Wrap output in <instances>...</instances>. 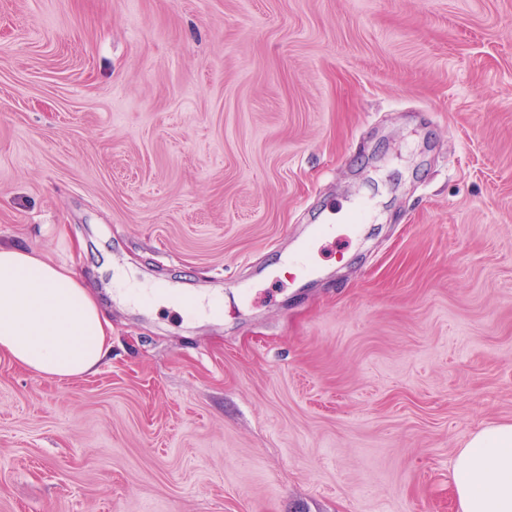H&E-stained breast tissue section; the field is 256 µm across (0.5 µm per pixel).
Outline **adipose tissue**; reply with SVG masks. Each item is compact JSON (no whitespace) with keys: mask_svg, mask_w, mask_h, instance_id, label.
Instances as JSON below:
<instances>
[{"mask_svg":"<svg viewBox=\"0 0 512 512\" xmlns=\"http://www.w3.org/2000/svg\"><path fill=\"white\" fill-rule=\"evenodd\" d=\"M112 326L77 273L41 252L0 243V354L40 376L94 375ZM458 512H512V423L474 432L453 466Z\"/></svg>","mask_w":512,"mask_h":512,"instance_id":"1","label":"adipose tissue"}]
</instances>
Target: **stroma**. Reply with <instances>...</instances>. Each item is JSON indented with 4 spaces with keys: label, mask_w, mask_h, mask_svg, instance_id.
Segmentation results:
<instances>
[{
    "label": "stroma",
    "mask_w": 512,
    "mask_h": 512,
    "mask_svg": "<svg viewBox=\"0 0 512 512\" xmlns=\"http://www.w3.org/2000/svg\"><path fill=\"white\" fill-rule=\"evenodd\" d=\"M0 243L112 323L78 381L0 354V512H457L512 422V0H0Z\"/></svg>",
    "instance_id": "obj_1"
}]
</instances>
